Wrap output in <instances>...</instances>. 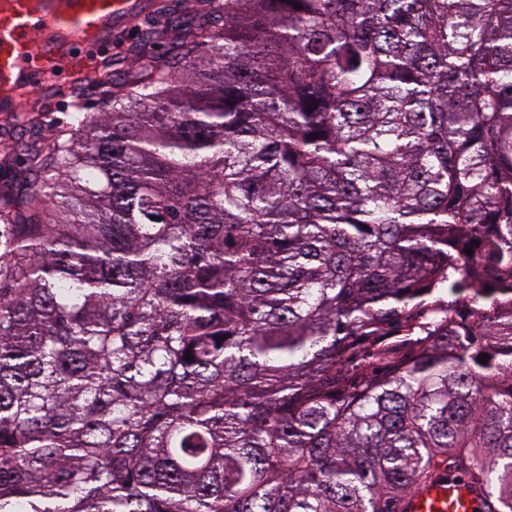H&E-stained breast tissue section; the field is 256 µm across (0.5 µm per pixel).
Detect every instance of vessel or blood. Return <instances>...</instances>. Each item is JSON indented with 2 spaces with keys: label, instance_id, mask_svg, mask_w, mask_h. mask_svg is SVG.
I'll list each match as a JSON object with an SVG mask.
<instances>
[{
  "label": "vessel or blood",
  "instance_id": "b4317fda",
  "mask_svg": "<svg viewBox=\"0 0 512 512\" xmlns=\"http://www.w3.org/2000/svg\"><path fill=\"white\" fill-rule=\"evenodd\" d=\"M139 15L136 0H0V90L60 84L84 72L112 28ZM476 492L451 475L419 489L402 512H477Z\"/></svg>",
  "mask_w": 512,
  "mask_h": 512
}]
</instances>
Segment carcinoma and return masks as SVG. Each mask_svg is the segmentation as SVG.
Returning a JSON list of instances; mask_svg holds the SVG:
<instances>
[{"mask_svg": "<svg viewBox=\"0 0 512 512\" xmlns=\"http://www.w3.org/2000/svg\"><path fill=\"white\" fill-rule=\"evenodd\" d=\"M194 11L6 113L0 512H512V0ZM66 85L68 84L49 87L47 93L41 95L31 93L30 109L35 107V110L46 112L48 120H66L65 113L72 111L69 106L70 98L60 96L57 92L58 87ZM479 508L477 493L466 479L448 475L435 484L419 489L406 500L404 512H475Z\"/></svg>", "mask_w": 512, "mask_h": 512, "instance_id": "obj_1", "label": "carcinoma"}]
</instances>
